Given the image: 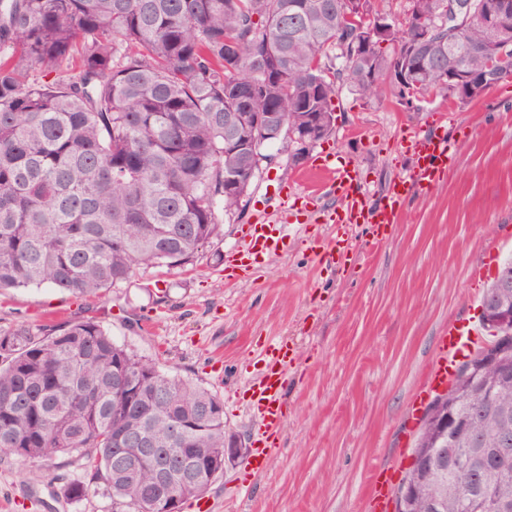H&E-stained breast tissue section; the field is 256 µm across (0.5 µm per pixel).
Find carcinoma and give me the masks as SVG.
<instances>
[{
	"instance_id": "obj_1",
	"label": "carcinoma",
	"mask_w": 512,
	"mask_h": 512,
	"mask_svg": "<svg viewBox=\"0 0 512 512\" xmlns=\"http://www.w3.org/2000/svg\"><path fill=\"white\" fill-rule=\"evenodd\" d=\"M353 0H0V289L50 285L90 296L153 264H189L241 212L266 148L288 164L305 129L335 126L333 99L347 85L366 98L390 80L401 97L443 88L455 68L477 76L495 54L480 18L487 0H463L450 29L442 0H408L382 44L363 43ZM431 50L404 61L424 32ZM420 75L410 90L400 63ZM243 112L240 148L224 141V116ZM235 172L238 190H224ZM467 354L445 398L471 382ZM442 446L478 455L509 437L512 378L494 403L455 410ZM181 432L172 437L170 427ZM147 432L159 447L194 456L208 488L224 474V401L118 345L92 320L0 333V457L27 465L84 457L112 512H165L195 486H160L151 463L117 468L119 438ZM418 479L413 512H492L512 505V462H487Z\"/></svg>"
}]
</instances>
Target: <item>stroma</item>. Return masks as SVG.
I'll list each match as a JSON object with an SVG mask.
<instances>
[{
	"instance_id": "1",
	"label": "stroma",
	"mask_w": 512,
	"mask_h": 512,
	"mask_svg": "<svg viewBox=\"0 0 512 512\" xmlns=\"http://www.w3.org/2000/svg\"><path fill=\"white\" fill-rule=\"evenodd\" d=\"M332 134L314 153L355 168L370 204L381 205L396 176L412 162L409 135L433 130L448 110L446 135L457 160L441 182L411 194L378 249L371 227L353 231L345 264L285 239L271 259L234 282L224 254L243 225L280 202L295 170L286 154L264 167L242 213L224 216V234L192 265L149 266L97 298L59 289L13 288L0 294V331L91 319L134 354L208 388L224 401L227 445H247L253 420L243 398L272 338L296 350L284 394L281 448L266 469L240 477L246 456L224 462L205 491L215 512H367L377 466L405 440L411 397L448 325H478L485 288L512 254V79L461 103L434 91L407 101L391 85L365 98L341 87ZM486 266L483 280L471 277ZM71 455L22 466L0 461V512H112L102 485L78 502L64 487L85 479Z\"/></svg>"
}]
</instances>
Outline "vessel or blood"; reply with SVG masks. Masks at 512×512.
I'll return each instance as SVG.
<instances>
[{
	"label": "vessel or blood",
	"instance_id": "obj_1",
	"mask_svg": "<svg viewBox=\"0 0 512 512\" xmlns=\"http://www.w3.org/2000/svg\"><path fill=\"white\" fill-rule=\"evenodd\" d=\"M408 147L414 156L408 166L392 183L387 201L379 207L371 206L358 184L355 169L337 167L334 159L321 157L301 171L296 181L303 190L293 202H281L276 213L257 215L246 225L238 244L224 259L225 276L236 277L250 272L259 259L276 255L286 225L297 223L299 217L310 218L321 214L324 222L332 224L336 234L328 245L311 240V248H324L334 262H342L351 250L349 233L353 225L372 227V245H380L388 226L396 224L402 202L409 194L435 187L457 156L456 148L446 136L435 133L413 134ZM329 189L339 200L338 206L323 210L318 205L320 189ZM483 341L478 333H463L448 328L438 339L440 356L428 369L423 387L432 389L447 385L454 373V365L461 355ZM295 361L294 351L287 339L279 338L263 350L262 366L247 383L248 408L257 428L251 441L248 464L251 470L265 467L280 446L283 426V396L289 369ZM394 473L390 468H377L368 492V512H390V489Z\"/></svg>",
	"mask_w": 512,
	"mask_h": 512
}]
</instances>
